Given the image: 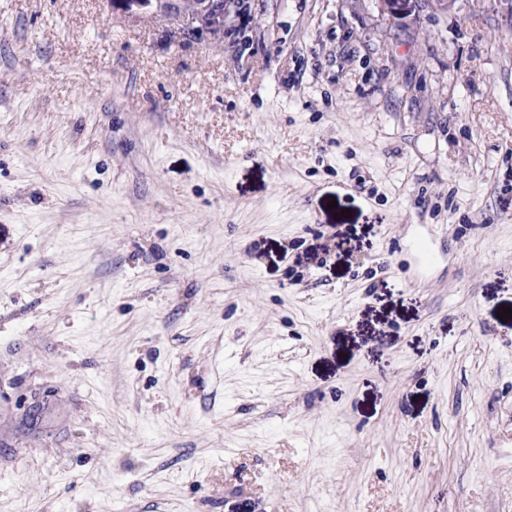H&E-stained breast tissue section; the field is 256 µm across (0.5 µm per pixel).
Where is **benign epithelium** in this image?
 <instances>
[{"label": "benign epithelium", "instance_id": "7a95c632", "mask_svg": "<svg viewBox=\"0 0 512 512\" xmlns=\"http://www.w3.org/2000/svg\"><path fill=\"white\" fill-rule=\"evenodd\" d=\"M127 12L175 25L176 38L214 42L224 41V33L234 29L239 16L248 7L245 0H196L194 7L186 8L184 0H118ZM382 13L397 18L405 14L408 0H377Z\"/></svg>", "mask_w": 512, "mask_h": 512}]
</instances>
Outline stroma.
<instances>
[{"instance_id":"obj_1","label":"stroma","mask_w":512,"mask_h":512,"mask_svg":"<svg viewBox=\"0 0 512 512\" xmlns=\"http://www.w3.org/2000/svg\"><path fill=\"white\" fill-rule=\"evenodd\" d=\"M250 4L0 0V512H512V0ZM116 1L126 12L172 21L179 40L196 37L217 43H223L224 33L234 29L248 7L244 0H196L192 9L186 8L184 0H108L111 5Z\"/></svg>"}]
</instances>
